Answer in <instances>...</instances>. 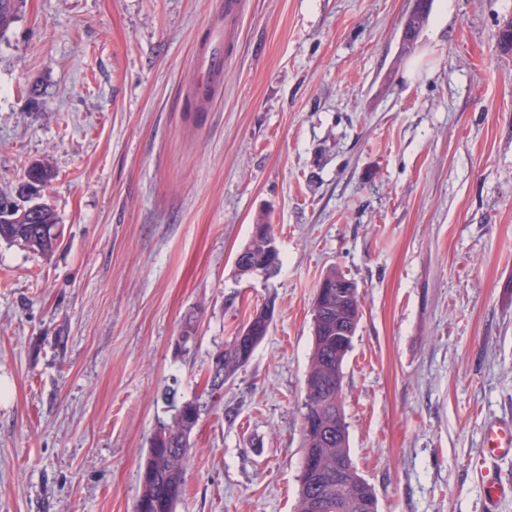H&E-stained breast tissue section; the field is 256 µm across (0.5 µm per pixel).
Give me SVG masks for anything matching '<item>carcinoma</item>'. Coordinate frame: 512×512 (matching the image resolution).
Instances as JSON below:
<instances>
[{
  "mask_svg": "<svg viewBox=\"0 0 512 512\" xmlns=\"http://www.w3.org/2000/svg\"><path fill=\"white\" fill-rule=\"evenodd\" d=\"M21 0H0V35L14 23ZM212 93L211 86L198 87L189 102V111L196 119L204 116L206 101ZM30 197L22 194L17 198L0 194V204H11V212L4 215L10 220L6 243L13 241L33 252L48 255L57 246L59 232L57 218L51 207L41 204L37 215L32 217L26 212ZM348 297L338 298L330 303V311L312 307L313 347L307 377L311 388L306 390V399L302 411L303 453L315 456L326 470L336 468V461L346 458L349 469L346 481L341 486L328 479V476L316 471L304 469L299 477L296 512H315L313 499L322 494L328 506L326 512H363L362 500L374 498L373 487L358 472L351 459L348 442L336 444L334 440H323L319 434L307 431V422L320 420L328 427H346L344 413L336 412V372L342 371L346 356L352 348V339L345 336L342 327L346 324L358 326L360 320V297L356 288L347 289ZM239 336L222 348V382L231 381L238 371L249 363L235 349ZM200 415L181 420H168L158 423L150 437L149 448L158 449L154 458L159 468L152 482L139 484L137 498H146L155 503V512H176L180 498L167 496L170 489L184 490L189 459V436L196 426Z\"/></svg>",
  "mask_w": 512,
  "mask_h": 512,
  "instance_id": "carcinoma-1",
  "label": "carcinoma"
}]
</instances>
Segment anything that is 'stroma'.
<instances>
[{
	"label": "stroma",
	"instance_id": "obj_1",
	"mask_svg": "<svg viewBox=\"0 0 512 512\" xmlns=\"http://www.w3.org/2000/svg\"><path fill=\"white\" fill-rule=\"evenodd\" d=\"M246 0L202 122L193 66L224 0H24L0 35V194L34 162L61 231L0 243V512H133L164 399H208L176 512H295L312 301L362 317L349 447L378 512H490L512 419V0ZM266 215L271 277L235 257ZM251 361L203 373L256 308ZM198 313L190 353L175 344ZM488 446L484 453L490 459L499 456L512 457V421L489 426ZM484 496L490 507L505 497L512 496V482H503L493 472L488 471L483 481Z\"/></svg>",
	"mask_w": 512,
	"mask_h": 512
}]
</instances>
